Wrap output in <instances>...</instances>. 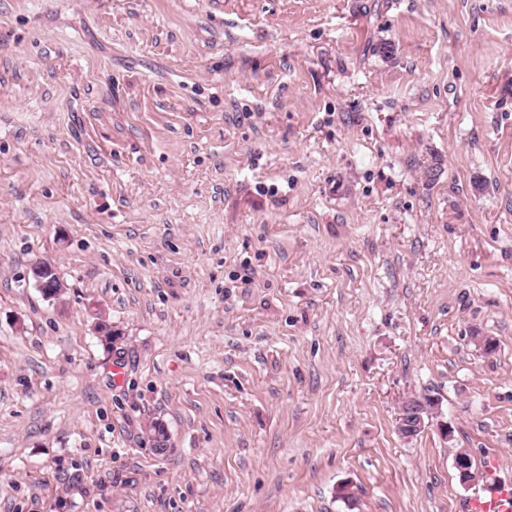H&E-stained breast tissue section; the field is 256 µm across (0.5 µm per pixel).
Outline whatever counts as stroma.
<instances>
[{
    "instance_id": "35a3bbf8",
    "label": "stroma",
    "mask_w": 512,
    "mask_h": 512,
    "mask_svg": "<svg viewBox=\"0 0 512 512\" xmlns=\"http://www.w3.org/2000/svg\"><path fill=\"white\" fill-rule=\"evenodd\" d=\"M456 448L512 487V0H0V512H465ZM431 405L432 408L428 409L426 408L428 406L427 403L421 402L413 396L404 399L401 403L396 422L398 433L404 438H411L418 431L422 430L425 425V418L437 417L441 413V401L438 396L433 395L431 397ZM424 408L426 417L422 414Z\"/></svg>"
}]
</instances>
